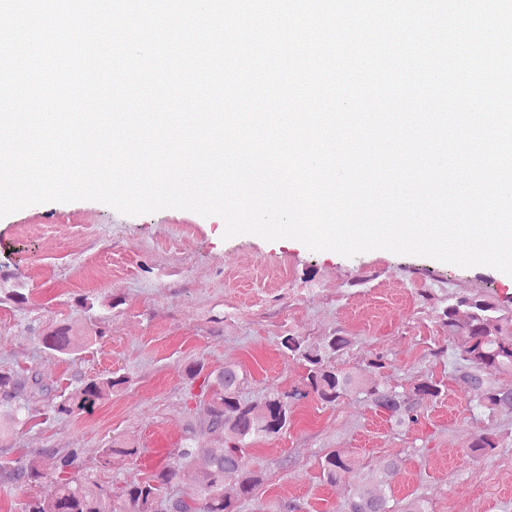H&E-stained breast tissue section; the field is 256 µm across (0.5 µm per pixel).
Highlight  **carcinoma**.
I'll return each mask as SVG.
<instances>
[{
  "instance_id": "1",
  "label": "carcinoma",
  "mask_w": 512,
  "mask_h": 512,
  "mask_svg": "<svg viewBox=\"0 0 512 512\" xmlns=\"http://www.w3.org/2000/svg\"><path fill=\"white\" fill-rule=\"evenodd\" d=\"M448 332L450 356L459 368V378L474 392L473 409L493 417L512 414V389L494 384L493 377L512 372V315L500 312L495 302L479 294L451 295L439 314ZM102 332L93 330L75 336L67 325H56L41 337L45 349L74 359L93 345ZM352 343L349 336L333 335L323 343L307 344L295 336H283L279 349L300 360L305 367L302 386L288 392H271L259 401L241 396L243 374L233 365L207 375L201 390L208 399L201 401L203 415L197 424L186 428L185 442L163 467L145 479L127 482L121 487L106 485L82 472L80 449L59 448L47 453L52 468L46 469L41 456L33 454L8 474V480L29 484L51 477L57 484L54 496L31 495L21 503V512H161L168 500L175 499L178 512H239V501L253 496L261 484L259 471H244L240 459L246 448L260 438L275 437L287 429L297 402L310 396L326 405H334L350 392L362 395L370 405L387 414L399 425L415 424L427 403L448 392L441 382L426 376L401 390L385 379L391 362L383 353L366 363L370 377L339 369L333 355ZM130 382L124 373L81 378L75 389L59 395L53 406L58 416L91 412L112 397V393ZM49 391V386L32 375L15 378L0 373V407L9 408L6 420L18 421L30 411V398ZM224 434L219 448H200L196 444L202 431ZM503 445V439L488 427L469 443L470 454L478 456ZM138 449L112 442L101 452V465L109 467L116 455L135 456ZM202 456L206 467L186 494L175 493L182 474ZM359 467L358 462L338 450L325 454L320 472L325 483L334 485ZM398 471L394 461L378 468L375 487L361 483L354 487L343 505V512H428L426 501L414 497L402 506L393 502L388 490ZM237 478L236 495L224 493V479Z\"/></svg>"
}]
</instances>
